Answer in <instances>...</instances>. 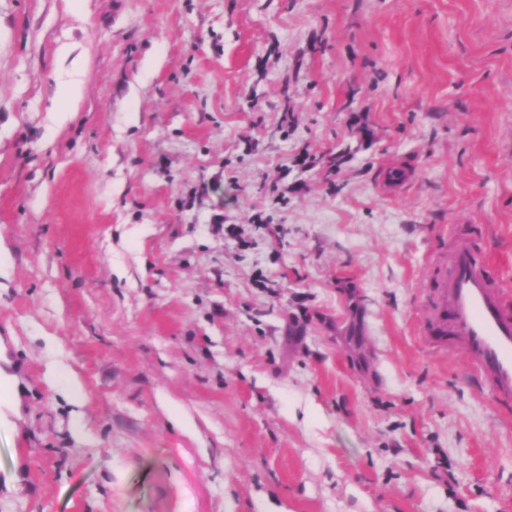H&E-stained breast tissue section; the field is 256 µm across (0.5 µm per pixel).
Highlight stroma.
Returning <instances> with one entry per match:
<instances>
[{"instance_id": "35a3bbf8", "label": "stroma", "mask_w": 512, "mask_h": 512, "mask_svg": "<svg viewBox=\"0 0 512 512\" xmlns=\"http://www.w3.org/2000/svg\"><path fill=\"white\" fill-rule=\"evenodd\" d=\"M451 227L512 291V0H0V512H512Z\"/></svg>"}]
</instances>
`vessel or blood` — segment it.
Wrapping results in <instances>:
<instances>
[{
  "instance_id": "1",
  "label": "vessel or blood",
  "mask_w": 512,
  "mask_h": 512,
  "mask_svg": "<svg viewBox=\"0 0 512 512\" xmlns=\"http://www.w3.org/2000/svg\"><path fill=\"white\" fill-rule=\"evenodd\" d=\"M432 343L461 341L478 373L501 400L512 399V293L495 279L484 251L466 236L428 259Z\"/></svg>"
}]
</instances>
